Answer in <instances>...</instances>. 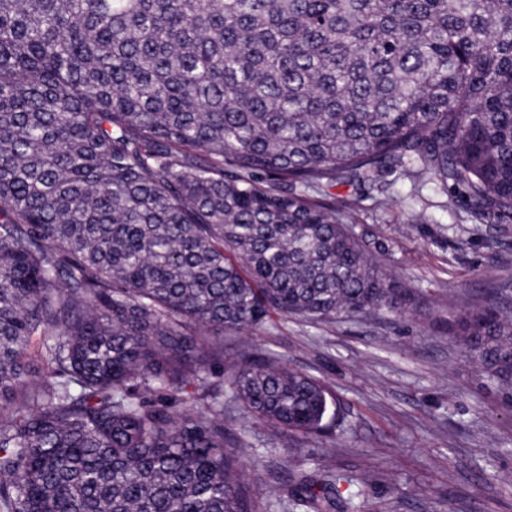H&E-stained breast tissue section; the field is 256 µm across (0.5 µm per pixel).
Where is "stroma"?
<instances>
[{
  "mask_svg": "<svg viewBox=\"0 0 512 512\" xmlns=\"http://www.w3.org/2000/svg\"><path fill=\"white\" fill-rule=\"evenodd\" d=\"M393 192L384 208L372 192L357 200L352 230L387 245L382 266L417 303L333 323L276 316L224 338L225 362L240 348L276 354L321 379L344 416L319 438L225 418L248 444L243 479L261 512H307L289 476L319 474L327 458L345 477L336 512H512V402L454 334L491 288L512 313V225L473 223L430 185L415 197L402 178Z\"/></svg>",
  "mask_w": 512,
  "mask_h": 512,
  "instance_id": "obj_1",
  "label": "stroma"
}]
</instances>
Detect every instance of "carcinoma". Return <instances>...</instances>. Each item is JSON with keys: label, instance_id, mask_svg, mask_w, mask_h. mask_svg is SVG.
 <instances>
[{"label": "carcinoma", "instance_id": "carcinoma-1", "mask_svg": "<svg viewBox=\"0 0 512 512\" xmlns=\"http://www.w3.org/2000/svg\"><path fill=\"white\" fill-rule=\"evenodd\" d=\"M397 174L512 223V0H0V512H258L224 405L340 409L224 335L414 299L333 193ZM457 328L511 395L494 292Z\"/></svg>", "mask_w": 512, "mask_h": 512}]
</instances>
